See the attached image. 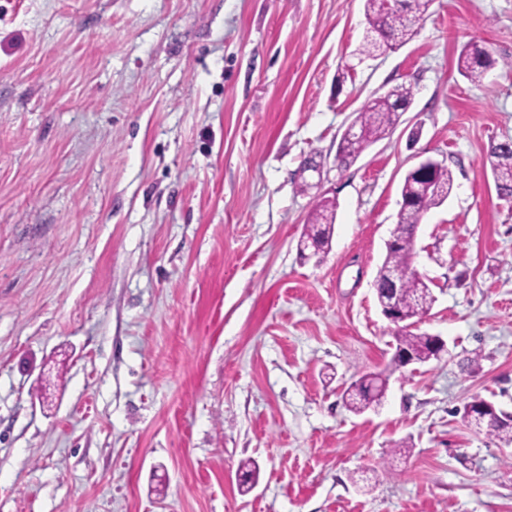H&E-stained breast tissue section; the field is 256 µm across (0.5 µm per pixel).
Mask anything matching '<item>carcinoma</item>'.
Listing matches in <instances>:
<instances>
[{
  "mask_svg": "<svg viewBox=\"0 0 512 512\" xmlns=\"http://www.w3.org/2000/svg\"><path fill=\"white\" fill-rule=\"evenodd\" d=\"M364 15L368 24L363 53L372 55L379 51L395 49L410 41L417 34L414 18H424L432 0H400V3H385V0H363ZM493 66L491 55L477 41L463 46L457 58L458 74L479 83L487 67ZM413 100V88L397 85L385 93L365 102L356 112L354 123L359 138L348 144L342 162L356 160L371 144L385 138L398 125L401 116ZM489 162L498 195L512 197V140H504L491 146ZM454 186L452 171L441 165L426 176L407 172L401 186L398 222L393 239L386 246V257L376 275L377 300L391 299L399 309L400 329L395 331L396 348H401L425 363L435 358L432 339L426 333H415L412 327L416 319L426 314L436 298L426 277L418 273H407L414 254L416 229L424 215L441 205L451 195ZM336 202L322 201L306 225L302 241L313 253H325L331 243ZM387 386L371 379L367 373L358 378L344 393L345 406L355 414L379 405L385 397ZM470 425L497 439L504 445L512 444V426H505L495 419L475 413Z\"/></svg>",
  "mask_w": 512,
  "mask_h": 512,
  "instance_id": "obj_1",
  "label": "carcinoma"
}]
</instances>
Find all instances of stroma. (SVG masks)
I'll use <instances>...</instances> for the list:
<instances>
[{"mask_svg":"<svg viewBox=\"0 0 512 512\" xmlns=\"http://www.w3.org/2000/svg\"><path fill=\"white\" fill-rule=\"evenodd\" d=\"M365 34L362 0H0V512H512V445L462 417L512 413V0H434L374 57ZM400 84V125L339 166ZM427 158L454 190L418 229L416 330L446 350L394 371L374 279ZM325 198L331 248L300 255ZM493 63L485 46L477 41H469L458 55L456 68L462 78L479 83L484 78L487 67L493 66ZM489 162L498 195L512 197V140H504L492 145ZM382 373L363 374L344 393L343 402L345 406L355 414H362L365 411L378 406L385 397L387 386L378 379L370 380L365 386V380L371 376H379ZM361 382L360 385L358 383Z\"/></svg>","mask_w":512,"mask_h":512,"instance_id":"obj_1","label":"stroma"}]
</instances>
